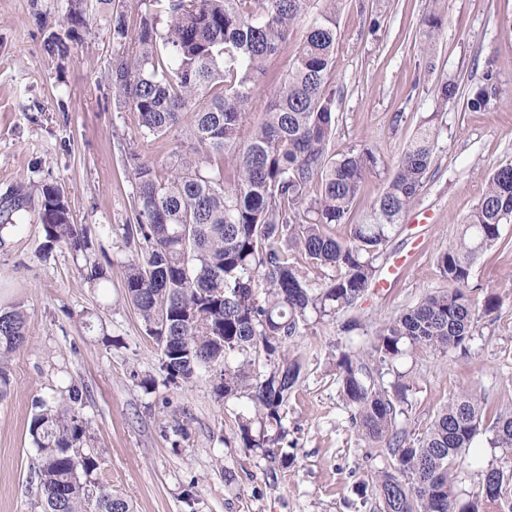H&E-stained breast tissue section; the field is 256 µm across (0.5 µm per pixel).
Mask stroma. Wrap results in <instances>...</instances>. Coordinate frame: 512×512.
Listing matches in <instances>:
<instances>
[{"label":"stroma","instance_id":"1","mask_svg":"<svg viewBox=\"0 0 512 512\" xmlns=\"http://www.w3.org/2000/svg\"><path fill=\"white\" fill-rule=\"evenodd\" d=\"M87 30L68 57L47 55L50 33L69 28V0H0V224L23 220L0 243V309H19L27 342L8 363L11 389L0 399V512H41L38 452L29 424L38 399L70 384L84 392V416L102 454V477L131 497L134 512H373L357 486L394 459L367 447L348 421L336 361L367 353L379 328L426 295L445 288L437 257L458 236L490 172L512 163V0H447L436 57L426 63L415 32L429 0H345L335 73L336 154L370 149L382 164L351 215L368 221L391 162L429 113L441 127L425 186L379 258V278L356 313L358 329L311 320L292 346L305 358L284 425L294 462L281 468L241 445L236 418L247 398L224 401L210 383L175 385L160 352L124 297L125 267L137 244L114 226L131 216L134 180L127 165L141 144L132 112L106 76L119 46L105 17L136 21L135 0H85ZM456 80L461 95L436 107V88ZM485 89L490 103L471 110ZM58 185L78 224L92 227L110 262L93 289L66 249L47 252L37 186ZM502 246L475 259L469 286L499 301L478 314L468 351L427 349L381 366L385 381L405 375L413 410L402 427L419 434L448 399L478 385L487 399L475 440L483 462L497 413L512 412V222ZM154 378L153 390L141 385Z\"/></svg>","mask_w":512,"mask_h":512}]
</instances>
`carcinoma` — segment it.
<instances>
[{"instance_id":"cac0c4a2","label":"carcinoma","mask_w":512,"mask_h":512,"mask_svg":"<svg viewBox=\"0 0 512 512\" xmlns=\"http://www.w3.org/2000/svg\"><path fill=\"white\" fill-rule=\"evenodd\" d=\"M419 28L421 52L435 56L445 0H430ZM145 6L131 47L127 15L111 14L112 38L123 47L109 80L137 119L144 148L174 142L165 172L139 153L129 156L135 191L132 222L121 227L140 254L125 269L127 302L155 339L161 369L173 384L203 377L224 400L246 397L253 413L238 417L246 448L281 467L288 400L302 361L288 342L311 318L352 311L373 284L377 260L420 194L437 138L436 115L422 121L377 199L373 222L350 216L379 159L360 151L337 156L338 18L343 0H137ZM71 27L45 41L48 55L65 58L85 25L84 0H71ZM306 24L288 72L270 70L294 28ZM273 84L268 96L261 87ZM457 82L438 89L441 105L459 96ZM43 249L66 248L84 259L81 277L92 288L108 280L93 259L96 239L73 223L54 184L36 188ZM512 217V164L494 169L458 240L439 253L448 287L424 297L382 326L367 356L341 353L336 375L349 423L368 446L383 445L396 464L378 470L362 492L380 512H512V459L480 470L475 490L458 485L474 461L485 396L468 387L452 396L426 430L411 438L397 426L409 409L410 384L385 383L375 362L408 352L469 348L476 313L497 308L471 294L476 257L500 241ZM346 227L345 237L328 233ZM336 275L314 288L307 268ZM27 339L23 314L0 311V398L10 391L8 358ZM83 390L37 402L29 425L40 458L37 478L43 512H133L131 502L95 477L100 457L89 451ZM260 424L253 434V424ZM490 444L512 449V416H499Z\"/></svg>"}]
</instances>
